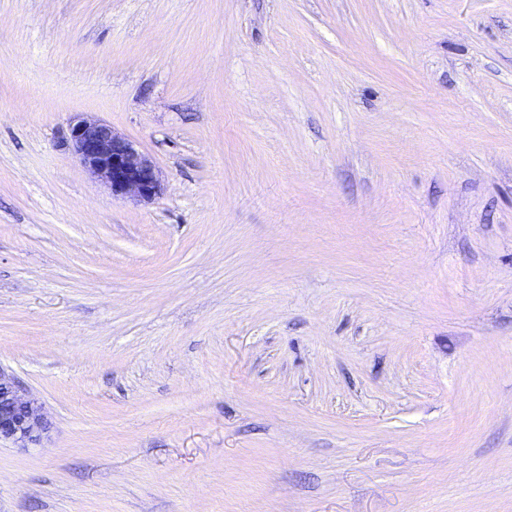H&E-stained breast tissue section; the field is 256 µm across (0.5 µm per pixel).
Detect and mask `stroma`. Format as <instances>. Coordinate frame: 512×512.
Instances as JSON below:
<instances>
[{
    "mask_svg": "<svg viewBox=\"0 0 512 512\" xmlns=\"http://www.w3.org/2000/svg\"><path fill=\"white\" fill-rule=\"evenodd\" d=\"M0 369V512H512V0H0ZM68 132L79 162L110 188L113 197L148 203L161 194L162 181L152 159L110 124L77 114ZM48 430L42 405L9 374L0 369V441L20 448L40 442Z\"/></svg>",
    "mask_w": 512,
    "mask_h": 512,
    "instance_id": "35a3bbf8",
    "label": "stroma"
}]
</instances>
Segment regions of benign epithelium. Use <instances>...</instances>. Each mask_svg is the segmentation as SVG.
<instances>
[{"label":"benign epithelium","instance_id":"obj_1","mask_svg":"<svg viewBox=\"0 0 512 512\" xmlns=\"http://www.w3.org/2000/svg\"><path fill=\"white\" fill-rule=\"evenodd\" d=\"M69 140L79 162L115 197L150 202L161 194L162 181L152 159L112 126L81 114L68 124ZM48 430L42 405L15 378L0 369V441L26 448Z\"/></svg>","mask_w":512,"mask_h":512}]
</instances>
